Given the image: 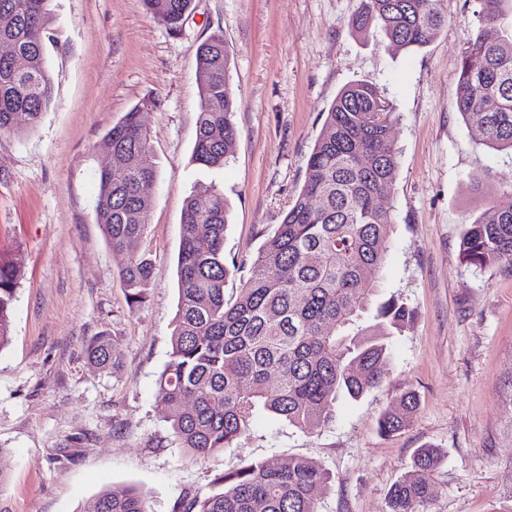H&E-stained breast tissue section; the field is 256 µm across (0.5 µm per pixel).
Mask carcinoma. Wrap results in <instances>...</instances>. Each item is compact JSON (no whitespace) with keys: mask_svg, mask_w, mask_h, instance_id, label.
Listing matches in <instances>:
<instances>
[{"mask_svg":"<svg viewBox=\"0 0 512 512\" xmlns=\"http://www.w3.org/2000/svg\"><path fill=\"white\" fill-rule=\"evenodd\" d=\"M49 0H0V41L23 56L16 69L0 56V133L19 137L51 103L55 77L46 64ZM445 0H360L352 20L359 34L378 28L400 50L420 49L448 25ZM192 0H144L165 29L181 30ZM475 31L467 41L454 88L457 111L476 119L483 143L512 154V0H477ZM230 59L219 33L196 54L200 112L194 160L222 167L234 152L237 110L228 88ZM142 109L134 107L112 126L97 148L119 159L101 169L95 221L107 245L123 251L148 228L142 183L157 167ZM393 106L376 86L354 82L336 96L308 158L303 185L280 224L266 235L238 292L225 295L230 268L224 259L227 204L215 186L201 185L182 215L178 254V311L168 360L158 375L157 402L172 442L196 458L220 452L245 434L263 408L288 424L314 431L334 421L336 403L358 399L378 386L389 360L392 331L410 318L403 302H375L386 263L390 211L377 199L397 177L391 135ZM207 197V205L197 196ZM207 247H199V240ZM462 263L479 271L512 268V206L489 207L464 226ZM150 262L131 255L121 280L132 304H142ZM23 269L0 258V348L11 340V316ZM86 357L106 371L119 365L105 335ZM277 383H269L271 375ZM418 398L401 397L379 427L384 434L413 421ZM442 449L414 454L411 470L392 485L389 512H419L431 496ZM330 474L295 457L251 461L218 475L205 493L184 495L174 512H317V494ZM86 512H148L133 487L105 489Z\"/></svg>","mask_w":512,"mask_h":512,"instance_id":"1","label":"carcinoma"}]
</instances>
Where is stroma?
<instances>
[{
  "instance_id": "stroma-1",
  "label": "stroma",
  "mask_w": 512,
  "mask_h": 512,
  "mask_svg": "<svg viewBox=\"0 0 512 512\" xmlns=\"http://www.w3.org/2000/svg\"><path fill=\"white\" fill-rule=\"evenodd\" d=\"M360 0H193L179 33L143 0H53V102L24 137L0 134V256L21 264L10 343L0 349V492L7 512H82L102 489L133 487L148 512L255 459L295 456L331 474L319 512H388L391 486L418 448H442L421 512H512V269L474 270L460 235L488 207L512 203V156L479 143L458 113L454 81L474 30L475 0H445L448 26L429 46L389 47L351 21ZM223 33L239 138L224 167L192 159L198 46ZM357 81L384 91L398 116V174L381 198L387 229L382 298L411 320L390 338L383 383L340 400L332 425L304 431L257 410L232 447L197 460L171 444L156 399L177 311L182 213L198 185L228 205L225 290L250 275L265 234L299 192L325 113ZM154 148L149 226L128 253L148 258L145 303L131 305L128 253L95 222L97 143L134 106ZM106 335L119 358L101 372L86 344ZM413 424L379 430L402 394Z\"/></svg>"
}]
</instances>
